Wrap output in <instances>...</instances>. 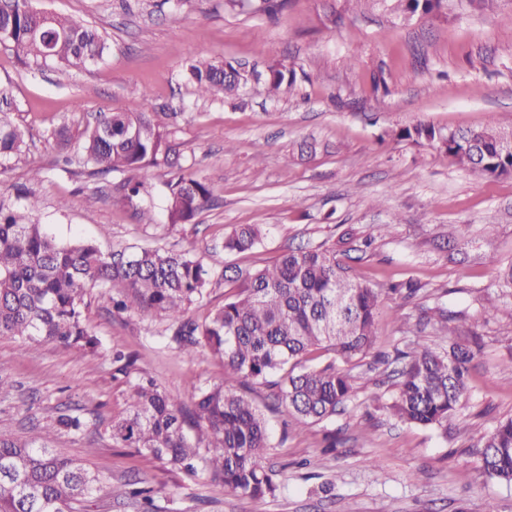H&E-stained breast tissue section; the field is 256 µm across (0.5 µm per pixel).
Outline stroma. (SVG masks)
Masks as SVG:
<instances>
[{"mask_svg":"<svg viewBox=\"0 0 512 512\" xmlns=\"http://www.w3.org/2000/svg\"><path fill=\"white\" fill-rule=\"evenodd\" d=\"M105 38L96 64L68 74L0 44V84L15 99L25 132L21 155L0 166V201L28 208L58 243L190 252L212 283L187 308L204 322L224 302L225 268L255 269L284 250L337 245L345 233L372 237L350 274L382 291L377 340L353 369L354 396L336 415L300 425L265 388L251 392L268 421L264 464L281 483L276 497L251 500L216 489L203 465L186 471L114 445L106 426L126 413L131 383L150 377L191 404L193 387L228 378L208 351L186 358L169 321L114 314L101 289L86 297L84 323L98 353L79 356L52 343L20 349L0 336V433L25 435L59 412L83 418L80 433L51 445L83 460L101 478L92 512H137L112 502L114 484L142 479L154 512H512V484L480 468L484 435L512 417V174L487 177L460 166L435 144L398 139L427 123L443 130H512V0H445L406 14L395 0H286L274 15L230 9L224 0H31ZM265 69H294L293 90L272 101L248 92L202 100L187 79L192 58ZM182 112L180 160L213 192L192 223L165 221L166 170H154L140 223L112 197L94 198L101 179L80 160L58 161L54 128L79 136L100 112L132 108L141 91ZM40 169L31 177L30 169ZM241 224H259L262 241L243 253L222 248ZM391 227L379 235L378 225ZM413 280L407 298L390 284ZM458 326V342L478 337L468 390L447 429L402 423L388 405L398 352L416 334L437 346V309ZM132 360L119 372L112 355ZM335 448H328V441Z\"/></svg>","mask_w":512,"mask_h":512,"instance_id":"obj_1","label":"stroma"}]
</instances>
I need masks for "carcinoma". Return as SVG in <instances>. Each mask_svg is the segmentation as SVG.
Returning a JSON list of instances; mask_svg holds the SVG:
<instances>
[{
	"mask_svg": "<svg viewBox=\"0 0 512 512\" xmlns=\"http://www.w3.org/2000/svg\"><path fill=\"white\" fill-rule=\"evenodd\" d=\"M0 43H9L36 62H50L63 73L103 58L107 50L97 30L75 19L34 9L30 0H0ZM189 80L202 99L236 97L250 84L270 99L291 91L296 73L285 65L265 75L224 74V63L195 59ZM15 107L10 90L0 86V161L22 153L24 132L10 118ZM183 113L157 110L148 93L132 109L101 112L81 134L84 165L92 176L122 175L119 201L135 208L143 224L156 223L140 204L155 168L170 169L165 182L169 224H189L209 208L206 180L179 164L175 133ZM399 137L436 144L457 162L495 177L512 172V131L489 125L478 131L443 132L418 123ZM264 236L257 224H241L223 248L253 249ZM334 247H297L272 264L253 270L224 269L232 292L208 322L185 318L187 306L203 296L211 273L187 252L161 247L102 253L87 242L59 244L27 210L0 202V336L21 348L50 342L78 354L98 352L100 342L84 324V297L91 288L110 292L118 312L134 310L144 318L163 314L175 324L174 339L183 353L204 347L223 358L233 379L193 393V410L184 412L179 396L142 379L127 393L126 414L106 429L112 443L133 448L173 466L203 460L212 482L225 491L252 499L275 495L278 483L262 462L267 447V419L245 391L262 384L288 407L301 424L336 414L352 396L351 376L336 359L360 361L376 337L379 291L354 281ZM316 350L333 357L315 367L304 362ZM397 392L390 404L403 423L447 429L448 417L467 392L473 350L452 342L441 349L420 343L402 353ZM199 431L196 442L184 432ZM78 416L59 415L22 438L0 435V512H85L98 476L90 467L47 446L61 431H81ZM486 477L512 483V418L499 423L482 443ZM152 489L135 480L112 487V499L148 512Z\"/></svg>",
	"mask_w": 512,
	"mask_h": 512,
	"instance_id": "obj_1",
	"label": "carcinoma"
}]
</instances>
